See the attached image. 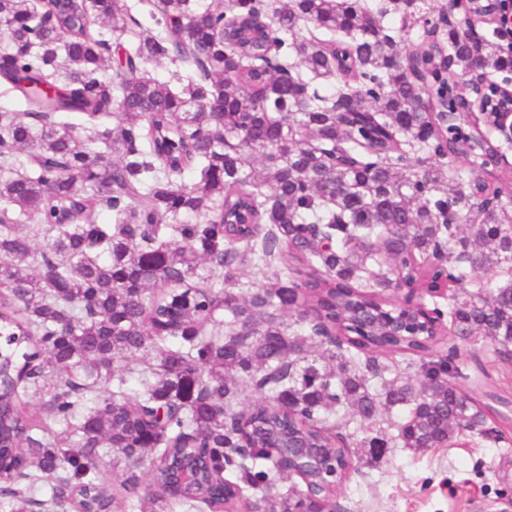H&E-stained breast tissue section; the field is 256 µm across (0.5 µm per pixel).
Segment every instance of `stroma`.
<instances>
[{
    "instance_id": "1",
    "label": "stroma",
    "mask_w": 512,
    "mask_h": 512,
    "mask_svg": "<svg viewBox=\"0 0 512 512\" xmlns=\"http://www.w3.org/2000/svg\"><path fill=\"white\" fill-rule=\"evenodd\" d=\"M454 383L484 411L481 430H464L424 454L397 445L336 492L341 512H512V355L486 342L458 345Z\"/></svg>"
}]
</instances>
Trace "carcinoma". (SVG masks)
I'll return each mask as SVG.
<instances>
[{"instance_id": "carcinoma-1", "label": "carcinoma", "mask_w": 512, "mask_h": 512, "mask_svg": "<svg viewBox=\"0 0 512 512\" xmlns=\"http://www.w3.org/2000/svg\"><path fill=\"white\" fill-rule=\"evenodd\" d=\"M389 2L159 0L145 29L124 0H0V79L24 105L0 106L4 512H337L360 453H425L483 426L448 384L453 357L424 360L441 343L425 298L448 289L457 339L512 349V282L471 289L512 266V175L475 197L495 143L469 159L478 135L434 113L462 103L474 66L509 74L512 49L459 12L448 27V2L420 5L406 49L384 18L414 0ZM111 32L127 42L113 78ZM161 59L179 67L146 77ZM308 74L336 83L322 94ZM441 248L468 253L447 280ZM251 262L279 273L244 294ZM389 355L423 359L416 378L387 377ZM246 387L259 399L239 410ZM393 409L396 434L350 431ZM279 433L328 449L319 473L277 465ZM185 466L195 482L175 479Z\"/></svg>"}]
</instances>
